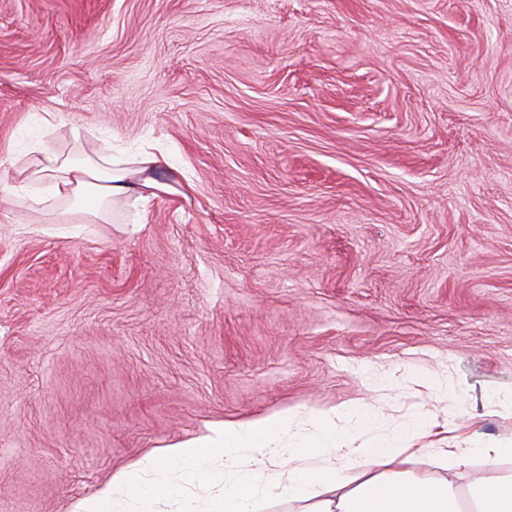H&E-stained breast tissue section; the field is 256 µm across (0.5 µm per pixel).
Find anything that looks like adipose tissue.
Here are the masks:
<instances>
[{
    "instance_id": "obj_1",
    "label": "adipose tissue",
    "mask_w": 512,
    "mask_h": 512,
    "mask_svg": "<svg viewBox=\"0 0 512 512\" xmlns=\"http://www.w3.org/2000/svg\"><path fill=\"white\" fill-rule=\"evenodd\" d=\"M53 113L35 116L9 145L14 175H0V199L55 223L59 203H86L91 224H107L118 199L166 190L152 153L131 159L96 152L61 157L46 138ZM371 445L357 447L360 436ZM431 426L393 427L371 406L322 412L291 410L206 424L196 437L153 449L130 464L76 512H264L276 498L304 512H512V475L472 482L467 491L446 478L417 475L404 465L415 454L445 470L471 457H512V439L456 434L449 448L429 445Z\"/></svg>"
}]
</instances>
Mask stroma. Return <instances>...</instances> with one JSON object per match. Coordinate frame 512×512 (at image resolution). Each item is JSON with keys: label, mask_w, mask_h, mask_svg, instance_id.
Masks as SVG:
<instances>
[{"label": "stroma", "mask_w": 512, "mask_h": 512, "mask_svg": "<svg viewBox=\"0 0 512 512\" xmlns=\"http://www.w3.org/2000/svg\"><path fill=\"white\" fill-rule=\"evenodd\" d=\"M35 112L173 168L0 223V512L290 408L512 437V0H0V156Z\"/></svg>", "instance_id": "1"}]
</instances>
